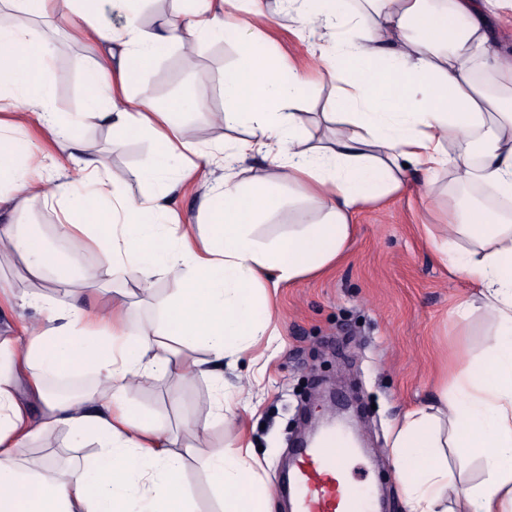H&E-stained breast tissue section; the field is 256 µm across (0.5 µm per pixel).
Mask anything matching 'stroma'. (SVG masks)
Listing matches in <instances>:
<instances>
[{"label":"stroma","instance_id":"1","mask_svg":"<svg viewBox=\"0 0 512 512\" xmlns=\"http://www.w3.org/2000/svg\"><path fill=\"white\" fill-rule=\"evenodd\" d=\"M259 6L268 17L261 29L266 46L284 70L303 71L312 82L298 109L307 120H315L329 111L336 92L335 80L327 76L334 63L330 33L323 29L313 35L299 28L279 0H260ZM0 24L34 29L54 43L51 109L70 128L83 154L106 160L107 174L118 178L121 192L137 199L159 187L170 188L169 205L179 223H200L205 186L223 181L225 154L247 135L246 128H227L212 120L213 112L224 107V70L239 60L233 42L204 38L189 52L172 45L132 87L134 94L159 107L184 87L193 88L198 106L180 119L213 163L200 169L197 181L182 184L173 169L151 174L155 143L150 135L129 137L117 145L111 127L83 125L84 74L96 57L93 49L73 42L50 17L36 21L11 9L0 14ZM276 193L280 203L258 226L260 235L286 231L303 195L300 187L285 182L278 184ZM464 199L498 207L486 192L458 185L452 170L441 168L410 171L401 193L355 210L342 259L315 277L277 288L273 323L282 350L254 387L250 407L235 402L226 417H219L221 393L216 384L193 376L143 383L132 395L137 408L165 418L181 445H197L210 454L247 436L256 448L257 475L277 488L294 442L307 429L309 409L324 391L335 389L337 399L353 400L359 410L356 430L366 458L355 470L356 484L377 487L387 512H406L391 463L383 456L390 433L406 412L435 395L449 352L463 348L480 353L491 326L490 316L481 309L463 321L454 317L458 303L474 297L476 290L453 275L424 239V225L436 223L449 203ZM0 284L19 296L35 291L59 299L77 293L86 307L95 304L94 295L77 286L32 280L14 257L0 259ZM117 286L129 294L134 316L146 328L158 323L163 304L178 288L163 277L148 295L131 280L118 281ZM176 392L181 395L177 401L172 398ZM97 451L94 440L76 446L66 430L58 428L32 440L21 459L46 455L64 465L86 464Z\"/></svg>","mask_w":512,"mask_h":512}]
</instances>
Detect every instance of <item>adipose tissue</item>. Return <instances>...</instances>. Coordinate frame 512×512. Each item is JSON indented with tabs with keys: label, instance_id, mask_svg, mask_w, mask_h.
Here are the masks:
<instances>
[{
	"label": "adipose tissue",
	"instance_id": "adipose-tissue-1",
	"mask_svg": "<svg viewBox=\"0 0 512 512\" xmlns=\"http://www.w3.org/2000/svg\"><path fill=\"white\" fill-rule=\"evenodd\" d=\"M33 18L56 17L85 39L98 58L85 75V122H108L121 136L150 134L157 144L155 171L179 165L182 178L208 165L206 154L183 163L192 149L181 112L194 108L192 90L155 108L130 85L170 44L195 35L234 37L240 64L224 71L225 126H246L232 159L253 152L270 165L245 182L225 176L204 199L206 229L175 222L164 195L132 199L112 189L105 163L68 152L76 176L65 196L58 237L63 257L35 233L0 225V254L18 257L34 276L60 284L133 280L150 292L155 276L180 288L155 329L131 322V301L106 295L92 335L78 300L26 305L46 308L43 320L0 341V512H195L185 459L199 458L223 512H270V490L254 477L252 445L239 440L216 455L179 450L158 418L142 417L131 395L144 381L192 375L220 378L225 361L248 359L255 377L274 355L272 289L324 270L341 259L349 217L361 204L390 196L406 184V164L433 171L452 166L465 186L512 201V61L489 36L476 0H368L369 13L347 19L288 0V13L309 31L336 28V98L323 122L334 131L309 137L296 106L309 81L283 76L278 60L256 46L258 30L230 16L253 13L257 0H189L162 32L141 30L138 0H7ZM125 12L123 26L105 20ZM53 48L32 31L0 27V115L33 111L54 137L67 138L49 109ZM25 154L13 123L0 118V209H26L53 189L32 176L42 167ZM300 185L308 206L282 236L256 231L271 203V184ZM424 234L441 260L479 288L478 300L457 306L465 319L476 307L492 317L482 355L455 353L443 368L442 389L396 424L389 452L407 512H512V220L491 209L457 206ZM97 253L87 270L72 261ZM202 350L180 356L179 346ZM79 368L94 383L75 398L58 395L49 379ZM39 412H31L30 400ZM65 427L73 439L95 438L101 451L91 464L54 466L42 458L21 466L22 448ZM483 463L479 480L455 476L445 449Z\"/></svg>",
	"mask_w": 512,
	"mask_h": 512
}]
</instances>
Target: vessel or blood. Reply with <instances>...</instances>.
I'll return each instance as SVG.
<instances>
[{"label":"vessel or blood","instance_id":"obj_1","mask_svg":"<svg viewBox=\"0 0 512 512\" xmlns=\"http://www.w3.org/2000/svg\"><path fill=\"white\" fill-rule=\"evenodd\" d=\"M343 448L297 449L289 484L296 512H373L369 496L349 491L351 472Z\"/></svg>","mask_w":512,"mask_h":512}]
</instances>
